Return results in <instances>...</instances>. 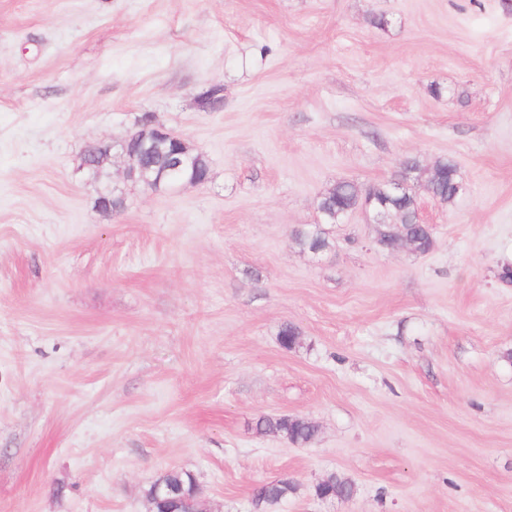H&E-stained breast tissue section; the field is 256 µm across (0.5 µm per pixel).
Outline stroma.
Here are the masks:
<instances>
[{
  "label": "stroma",
  "instance_id": "stroma-1",
  "mask_svg": "<svg viewBox=\"0 0 512 512\" xmlns=\"http://www.w3.org/2000/svg\"><path fill=\"white\" fill-rule=\"evenodd\" d=\"M146 116L207 182L155 192L117 154L92 180L85 148ZM409 159L465 185L417 189L428 253L360 209L296 245L327 188ZM506 266L512 0H0V512H147L171 468L206 512L282 477L277 512H512ZM333 473L350 498L316 496ZM153 127V135L160 139L165 137L167 140L173 142L177 146V157L175 160V163L177 164L176 168L194 167L197 164L200 155L202 154L201 152H194L195 150L190 145H188L184 139L173 134L163 126L156 125ZM439 171L442 174L441 179L437 182L435 186V194L438 197V200L443 205H452L456 196L453 194L451 190V184L453 183V174L457 173L454 178H458V168L454 161L452 160H441L438 161L437 164ZM323 234L324 232L320 228V224H313L309 228L299 230L296 233V240L303 248H307L309 251L316 253L328 247L329 243ZM256 427L262 434L280 436L297 445L309 443L318 432L313 422L296 416H263Z\"/></svg>",
  "mask_w": 512,
  "mask_h": 512
}]
</instances>
